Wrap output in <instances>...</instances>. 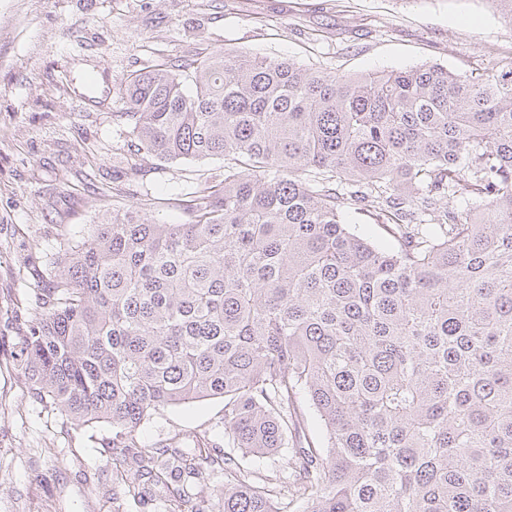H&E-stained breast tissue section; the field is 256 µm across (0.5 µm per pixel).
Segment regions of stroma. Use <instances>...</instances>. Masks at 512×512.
Masks as SVG:
<instances>
[{"instance_id": "stroma-1", "label": "stroma", "mask_w": 512, "mask_h": 512, "mask_svg": "<svg viewBox=\"0 0 512 512\" xmlns=\"http://www.w3.org/2000/svg\"><path fill=\"white\" fill-rule=\"evenodd\" d=\"M221 49L345 75L438 64L512 69V25L488 0H0V512H141L112 492V429L74 426L34 399L10 335L47 287L46 252L112 209L182 221L176 197L224 175L220 159L163 163L121 118L128 74ZM220 398L168 408L154 447L208 434Z\"/></svg>"}]
</instances>
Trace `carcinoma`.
<instances>
[{"instance_id":"cac0c4a2","label":"carcinoma","mask_w":512,"mask_h":512,"mask_svg":"<svg viewBox=\"0 0 512 512\" xmlns=\"http://www.w3.org/2000/svg\"><path fill=\"white\" fill-rule=\"evenodd\" d=\"M123 102L141 149L224 178L180 224L129 210L67 239L14 337L33 396L112 426L117 492L144 504L185 473L211 512L220 473L218 512H512V70L204 49L129 74ZM209 398L228 451L138 445L158 410ZM282 453L284 478L242 466Z\"/></svg>"}]
</instances>
